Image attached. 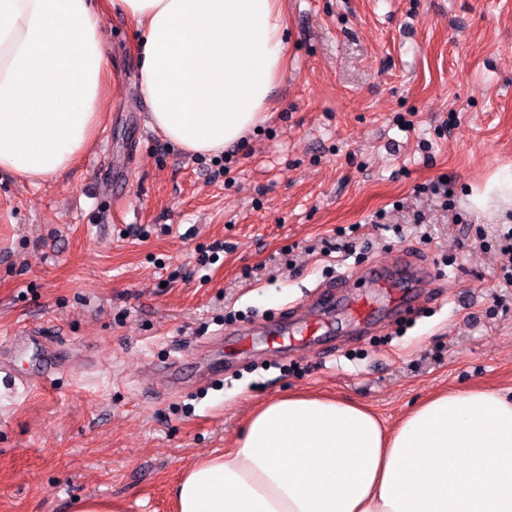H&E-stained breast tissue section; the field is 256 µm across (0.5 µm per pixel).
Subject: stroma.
I'll return each instance as SVG.
<instances>
[{"label":"stroma","instance_id":"obj_1","mask_svg":"<svg viewBox=\"0 0 512 512\" xmlns=\"http://www.w3.org/2000/svg\"><path fill=\"white\" fill-rule=\"evenodd\" d=\"M95 3L112 78L93 143L35 186L0 173V366L26 372L29 328L60 357L0 384V512H174L184 468L297 390L389 423L442 389L512 394V205L489 189L512 173V0H282L269 118L218 157L146 126L134 28ZM399 252L434 278L396 324L363 336L340 308L313 349L224 333Z\"/></svg>","mask_w":512,"mask_h":512}]
</instances>
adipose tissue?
<instances>
[{
    "label": "adipose tissue",
    "instance_id": "ef3b65f1",
    "mask_svg": "<svg viewBox=\"0 0 512 512\" xmlns=\"http://www.w3.org/2000/svg\"><path fill=\"white\" fill-rule=\"evenodd\" d=\"M138 31L147 123L218 156L267 118L287 66L282 0H110ZM106 40L92 0H0V171L36 185L101 118ZM176 512H512V399L437 392L395 426L306 391L256 406L234 447L185 468Z\"/></svg>",
    "mask_w": 512,
    "mask_h": 512
}]
</instances>
